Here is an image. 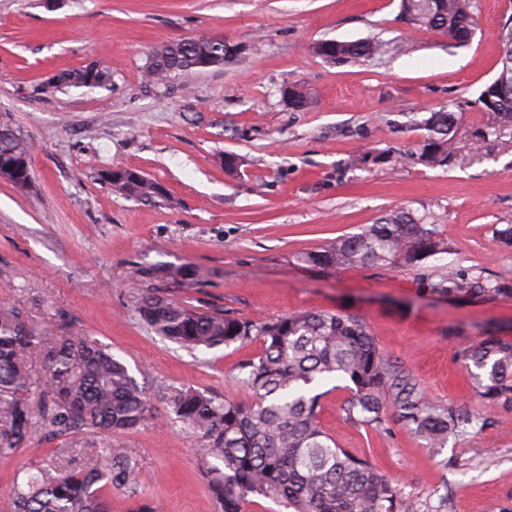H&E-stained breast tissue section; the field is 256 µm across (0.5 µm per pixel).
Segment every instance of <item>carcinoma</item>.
<instances>
[{
    "label": "carcinoma",
    "mask_w": 512,
    "mask_h": 512,
    "mask_svg": "<svg viewBox=\"0 0 512 512\" xmlns=\"http://www.w3.org/2000/svg\"><path fill=\"white\" fill-rule=\"evenodd\" d=\"M409 21L421 28L440 26L460 33L474 22L476 0H402ZM495 68L512 56V28L501 29ZM394 49L382 41L336 42L337 61L381 57ZM207 43L167 41L149 53L145 79L162 83L177 74L202 69L209 59L224 61ZM63 88L109 90L112 68L103 60L55 77ZM456 115L433 112L423 121L427 135L418 159L429 166L448 163ZM32 144L0 123V178L12 170L31 169ZM112 191L135 201L164 204L165 188L141 172L113 167L101 173ZM450 251L438 225L427 215L398 210L359 232L295 256L300 265L336 271L360 265L421 268L426 260ZM151 277L165 285L192 289L199 272L187 265L156 267ZM444 296H512V278L466 274L443 265L429 280ZM134 310L151 332L188 351L214 349L255 340L261 352L239 364L242 399L173 388L167 405L199 440L197 454L220 512H243L251 498L285 503L291 512H432L406 494L369 459L339 447L320 422L317 388L336 379L350 396L340 409L344 420L374 431L387 430L388 411L433 453L448 438L474 437L482 414L430 401L404 363L375 341L367 321L350 312L304 311L270 320H251L202 309L165 294V289L136 293ZM37 356L42 373L34 377L29 360ZM468 372L478 401L512 410V342L491 334L455 353ZM151 415L146 388L130 375L111 350L75 332L65 322L56 332H42L10 303L0 304V449L28 444L35 433L46 441L95 431L105 436L140 428ZM139 464L124 449H105L101 464L80 469L37 468L14 491L12 512H110L109 494L132 490Z\"/></svg>",
    "instance_id": "cac0c4a2"
}]
</instances>
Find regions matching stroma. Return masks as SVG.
Instances as JSON below:
<instances>
[{"instance_id": "obj_1", "label": "stroma", "mask_w": 512, "mask_h": 512, "mask_svg": "<svg viewBox=\"0 0 512 512\" xmlns=\"http://www.w3.org/2000/svg\"><path fill=\"white\" fill-rule=\"evenodd\" d=\"M475 36L461 47L408 23L400 0H0V121L33 145V186L0 179V301L42 329L68 322L107 345L150 393L153 416L108 438L33 436L0 452V512L28 467H78L119 443L135 457L138 502L154 512H220L167 393L191 386L232 398L240 362L261 342L188 352L152 333L133 308L131 281L154 288L151 269L187 264L201 285L175 290L196 306L254 320L299 311H347L404 362L428 397L482 410L476 437H452L441 455L397 418L377 432L347 422L348 390L322 397L336 443L374 461L421 502L447 496V512H512V411L481 408L455 353L491 331L512 340V297L448 299L429 268L364 266L336 272L295 265V254L358 232L393 210L429 213L458 269L512 273V246L493 236L512 224V127L494 128L478 96L495 75L512 0H479ZM213 37L236 52L222 66L150 85L143 71L162 41ZM324 39H373L395 52L331 63ZM111 90L54 87L64 70L98 58ZM304 91L296 110L284 86ZM459 118L454 165L428 167L413 151L422 121ZM237 154V171L218 161ZM121 165L162 183L172 205L125 198L102 182Z\"/></svg>"}]
</instances>
